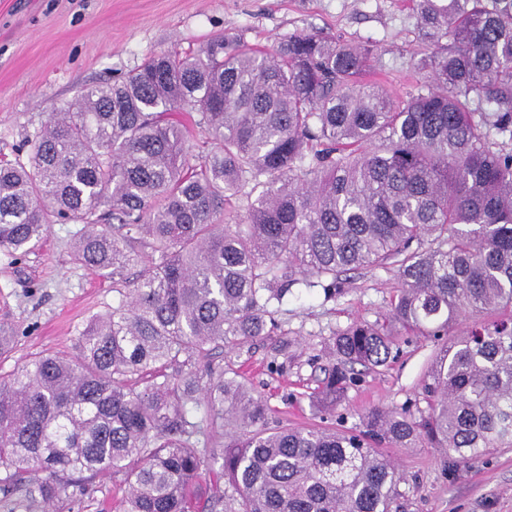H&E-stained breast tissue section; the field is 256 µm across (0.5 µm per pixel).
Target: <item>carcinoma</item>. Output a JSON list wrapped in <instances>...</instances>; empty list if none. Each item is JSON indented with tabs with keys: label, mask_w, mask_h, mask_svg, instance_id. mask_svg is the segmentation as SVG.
<instances>
[{
	"label": "carcinoma",
	"mask_w": 512,
	"mask_h": 512,
	"mask_svg": "<svg viewBox=\"0 0 512 512\" xmlns=\"http://www.w3.org/2000/svg\"><path fill=\"white\" fill-rule=\"evenodd\" d=\"M412 2L430 52L402 100L362 81L366 46L307 33L268 53L225 33L85 87L27 161L0 162V249L79 224L75 259L122 296L76 356L0 375V512H47L103 472L122 476L121 512H392L404 477L380 443L425 440L451 466L512 448V0ZM186 117L213 150L194 153ZM386 265L388 318L333 332L315 398L334 410L352 366L387 365L399 325L448 337L421 420L271 429L211 364L272 335L296 284L334 300L341 276ZM464 312L488 320L449 335Z\"/></svg>",
	"instance_id": "obj_1"
}]
</instances>
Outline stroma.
Here are the masks:
<instances>
[{
	"mask_svg": "<svg viewBox=\"0 0 512 512\" xmlns=\"http://www.w3.org/2000/svg\"><path fill=\"white\" fill-rule=\"evenodd\" d=\"M312 32L370 46L369 78L400 98L420 80L418 63L429 51L410 0H0V159H27L35 133L84 87L122 81L152 55L224 33L270 50ZM76 231L51 225L42 246L24 257L0 249V322L14 329L0 374L38 354L75 356L87 321L117 305L111 278L74 261ZM399 283L389 265L348 274L333 300L300 293L288 301L283 335L225 351L219 362L264 397L272 428L355 430L375 407L421 417L428 412L422 386L441 343L413 335L401 337L388 366L358 372L336 411L312 406L333 332L384 319ZM382 452L405 478L399 512H512V448L453 468L420 442ZM121 497L120 477L108 473L53 512H118Z\"/></svg>",
	"mask_w": 512,
	"mask_h": 512,
	"instance_id": "stroma-1",
	"label": "stroma"
}]
</instances>
